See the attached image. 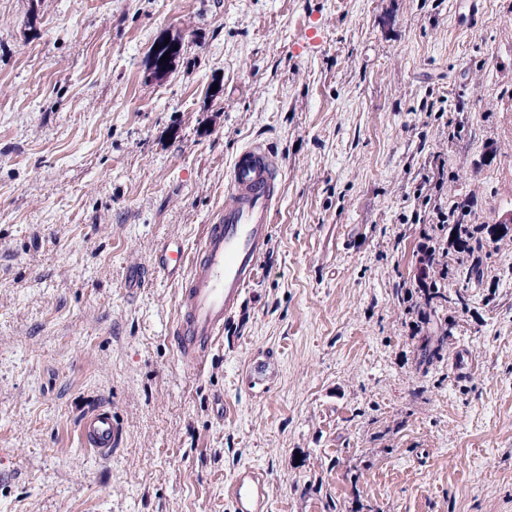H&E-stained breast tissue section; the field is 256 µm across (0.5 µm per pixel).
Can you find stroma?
I'll list each match as a JSON object with an SVG mask.
<instances>
[{
    "label": "stroma",
    "instance_id": "35a3bbf8",
    "mask_svg": "<svg viewBox=\"0 0 512 512\" xmlns=\"http://www.w3.org/2000/svg\"><path fill=\"white\" fill-rule=\"evenodd\" d=\"M476 2L473 29L465 0H0V512H233L245 466L270 512H512V0ZM252 141L281 205L192 370L177 282L125 279L197 251ZM435 195L467 204L479 283L416 222ZM431 283L467 308L419 323ZM100 407L108 460L78 435ZM78 433L83 447L93 450L103 459H109L118 449L123 429L112 418L109 409L100 407L83 417Z\"/></svg>",
    "mask_w": 512,
    "mask_h": 512
}]
</instances>
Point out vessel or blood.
<instances>
[{
    "instance_id": "1",
    "label": "vessel or blood",
    "mask_w": 512,
    "mask_h": 512,
    "mask_svg": "<svg viewBox=\"0 0 512 512\" xmlns=\"http://www.w3.org/2000/svg\"><path fill=\"white\" fill-rule=\"evenodd\" d=\"M224 206L203 226L193 257L183 249L166 252L161 270L185 268L176 296V316L170 328L178 358L198 367L222 338L255 282L267 251L273 216L281 200V163L264 143L238 151L224 184ZM123 434L109 409L83 417L79 439L83 447L108 459ZM236 512H269L268 482L256 468L238 470L227 487Z\"/></svg>"
}]
</instances>
